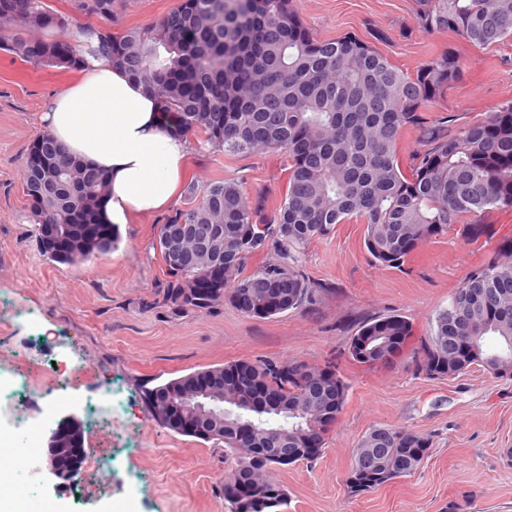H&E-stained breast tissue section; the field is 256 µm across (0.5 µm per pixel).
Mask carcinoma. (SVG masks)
I'll return each instance as SVG.
<instances>
[{"label": "carcinoma", "mask_w": 512, "mask_h": 512, "mask_svg": "<svg viewBox=\"0 0 512 512\" xmlns=\"http://www.w3.org/2000/svg\"><path fill=\"white\" fill-rule=\"evenodd\" d=\"M116 0H77L78 9L104 20ZM427 30L461 36L478 46L512 37V0H415ZM67 25V17L47 0H0V50L52 68H73L88 58L106 57L141 82L159 103L164 129L193 135L200 147L228 155L279 151L288 159V190L270 212L250 205L235 182L214 180L192 187L185 206L157 229L182 224L224 225V267L231 288L217 284L187 296L198 269L165 271L163 300L177 314L201 313L227 300L242 313L267 319L317 304L324 288L301 270L306 249L352 219L364 224L363 246L370 259L401 266L417 245L448 232L464 217L512 207V101L482 121L459 130L425 125L422 112L442 100L462 74L460 58L444 51L414 73L405 72L375 48L353 36L326 40L312 36L291 0H188L148 27L118 36L106 29L81 31L78 50L44 36ZM39 33L38 39L28 35ZM422 133L426 149L405 170L397 159L404 130ZM30 150L50 160L56 143L43 133ZM26 193L33 215L47 224H65L73 213L89 224H105L103 172L79 163L46 172L26 164ZM107 244H86L58 256L39 242L51 261L68 263L112 250L119 240L109 225ZM264 260L246 271L250 258ZM288 288V301L270 298V277ZM408 324L399 315L363 321L351 337L378 344L398 336ZM512 354V245L475 267L437 314L430 332L411 357L415 369L432 379L456 377L473 366L512 378L494 367ZM268 379L288 406L251 411L240 387H224V431L185 430L183 434L224 445L233 462L222 493L228 512H281L287 505L276 469L308 461L306 439L317 447L335 423L347 384L331 370L304 362H232ZM185 376L143 387L149 409L155 400L181 389ZM250 418L255 441L269 454L258 462L239 455L237 421ZM354 455L351 474L372 487L412 475L424 461L431 437L386 426L372 428Z\"/></svg>", "instance_id": "carcinoma-1"}]
</instances>
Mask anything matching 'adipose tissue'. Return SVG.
I'll use <instances>...</instances> for the list:
<instances>
[{
	"instance_id": "obj_1",
	"label": "adipose tissue",
	"mask_w": 512,
	"mask_h": 512,
	"mask_svg": "<svg viewBox=\"0 0 512 512\" xmlns=\"http://www.w3.org/2000/svg\"><path fill=\"white\" fill-rule=\"evenodd\" d=\"M43 121L66 154L107 172L109 223L162 212L179 194L188 140L163 129L153 94L107 58L89 61L50 102Z\"/></svg>"
}]
</instances>
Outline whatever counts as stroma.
Instances as JSON below:
<instances>
[{"mask_svg": "<svg viewBox=\"0 0 512 512\" xmlns=\"http://www.w3.org/2000/svg\"><path fill=\"white\" fill-rule=\"evenodd\" d=\"M182 0H116L111 21L79 11L75 0H49L68 16L64 43L85 28L112 34L155 23ZM318 38L354 36L394 65L416 72L454 50L460 80L424 114L427 124L458 129L512 100V39L476 46L424 29L414 0H293ZM80 76L78 69L38 66L0 51V374L25 363L22 405L0 398V423L28 418L17 445H44L47 400L68 405L82 428L84 469L62 485L38 484L7 469L25 512H227L221 493L223 447L172 433L155 421L141 389L195 368L235 361H304L334 365L348 385L347 400L318 456L276 470L288 493L282 512H512V378L482 367L430 379L410 362L468 273L512 242V209L466 217L448 233L420 244L398 268L372 262L364 226L337 225L313 243L303 269L327 292L313 310L250 318L231 303L178 316L162 301L163 264L152 247L165 213L134 216L111 253L62 264L43 255L24 192L25 160L46 126L49 101ZM231 180L249 202L276 203L287 191V161L277 152L227 155L192 145L185 185ZM480 223L483 233L468 228ZM396 314L411 326L406 348L366 367L349 356L351 336L368 318ZM67 358L79 371L65 385L50 378ZM430 435L432 446L411 476L359 493L347 476L358 442L373 427Z\"/></svg>", "mask_w": 512, "mask_h": 512, "instance_id": "35a3bbf8", "label": "stroma"}]
</instances>
